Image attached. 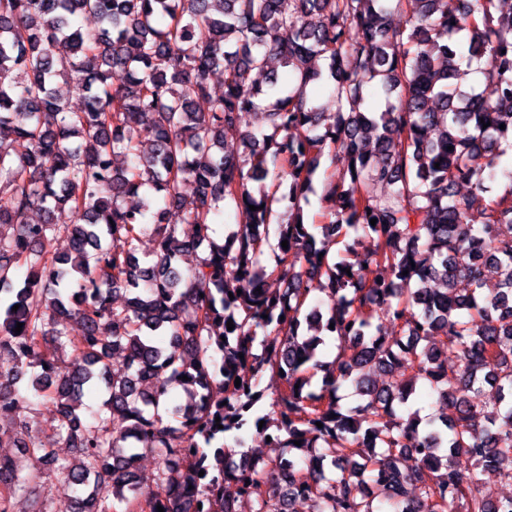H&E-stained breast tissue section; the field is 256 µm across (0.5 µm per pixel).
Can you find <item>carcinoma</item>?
Listing matches in <instances>:
<instances>
[{"instance_id":"1","label":"carcinoma","mask_w":512,"mask_h":512,"mask_svg":"<svg viewBox=\"0 0 512 512\" xmlns=\"http://www.w3.org/2000/svg\"><path fill=\"white\" fill-rule=\"evenodd\" d=\"M404 2L408 28L393 31L385 0H0V447L46 465L23 473L0 455V512L54 474L69 489L61 512H116V499L124 512H239L244 501L292 512L297 500L312 512H512L511 494L481 491L512 470V234L500 233L512 176L500 193L490 185L512 152V9ZM80 15L97 27L75 26ZM463 34L468 62H485L482 90L456 82ZM274 62L291 73L286 89ZM215 72L224 94L199 112ZM59 77L83 110L58 93ZM322 79L334 92L319 104L309 87ZM374 80L380 111L366 106ZM256 110L257 134L242 127ZM235 141L241 151L227 150ZM327 149L345 164L327 178L331 220L315 235L301 201ZM285 179L288 218L275 223ZM372 183L387 193L370 195ZM154 199L164 208L142 260ZM221 206L245 223L220 244L209 230ZM66 210L74 220L57 223ZM61 231L66 256L51 249ZM198 251L181 272L177 259ZM315 292L327 313L309 308ZM381 310L391 334L376 324ZM329 336L344 343L331 362ZM68 347L73 366L60 375ZM421 380L452 415L396 414ZM346 383L360 397L351 408L337 395ZM486 384L493 395L474 401ZM174 387L185 400L171 405ZM87 388L106 394L92 423L79 413ZM32 397L54 408L79 454L71 464L29 429ZM251 432L278 455L243 450ZM139 444L157 460L151 489ZM459 454L473 461L465 473Z\"/></svg>"}]
</instances>
